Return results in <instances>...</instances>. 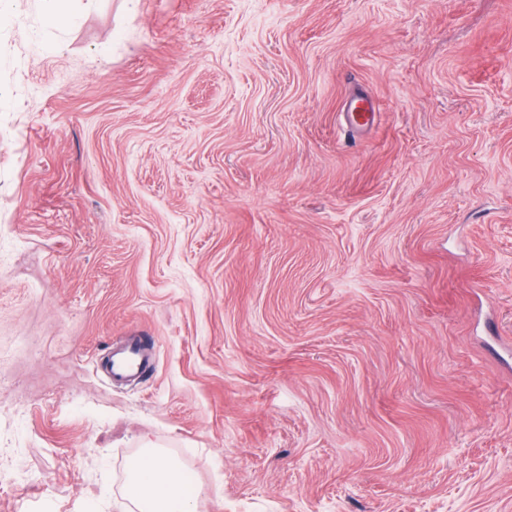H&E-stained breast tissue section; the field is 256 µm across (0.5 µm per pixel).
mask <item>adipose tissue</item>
I'll list each match as a JSON object with an SVG mask.
<instances>
[{"instance_id":"ef3b65f1","label":"adipose tissue","mask_w":512,"mask_h":512,"mask_svg":"<svg viewBox=\"0 0 512 512\" xmlns=\"http://www.w3.org/2000/svg\"><path fill=\"white\" fill-rule=\"evenodd\" d=\"M125 496L136 512H199L200 492L184 466L159 448H144L126 470Z\"/></svg>"}]
</instances>
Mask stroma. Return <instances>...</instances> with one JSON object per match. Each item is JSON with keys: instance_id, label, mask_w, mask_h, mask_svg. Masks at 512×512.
<instances>
[{"instance_id": "1", "label": "stroma", "mask_w": 512, "mask_h": 512, "mask_svg": "<svg viewBox=\"0 0 512 512\" xmlns=\"http://www.w3.org/2000/svg\"><path fill=\"white\" fill-rule=\"evenodd\" d=\"M0 6V512H512V0ZM72 0H42L46 20L52 25H68L75 19L65 2ZM344 112H346L347 123L350 125L349 131L353 132L354 129L373 122L377 109L371 99L356 96L347 102ZM110 375L116 382H125L142 376L148 369L147 349L138 339L127 341L111 356ZM125 496L137 512H198L200 491L187 485L185 467L160 448H142L126 470Z\"/></svg>"}]
</instances>
